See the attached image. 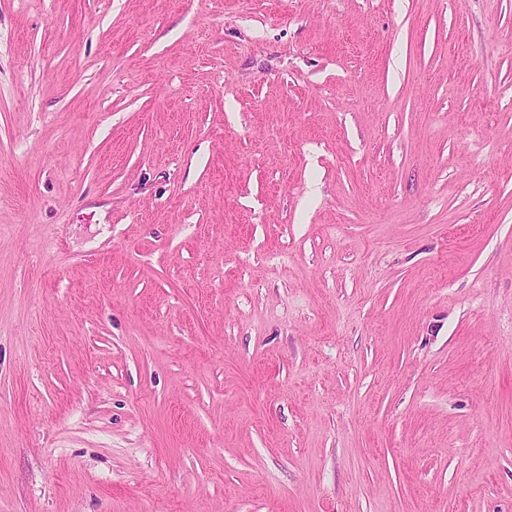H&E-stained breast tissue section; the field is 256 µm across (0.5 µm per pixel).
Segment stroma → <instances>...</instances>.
<instances>
[{
  "mask_svg": "<svg viewBox=\"0 0 512 512\" xmlns=\"http://www.w3.org/2000/svg\"><path fill=\"white\" fill-rule=\"evenodd\" d=\"M0 512H512V0H0Z\"/></svg>",
  "mask_w": 512,
  "mask_h": 512,
  "instance_id": "35a3bbf8",
  "label": "stroma"
}]
</instances>
